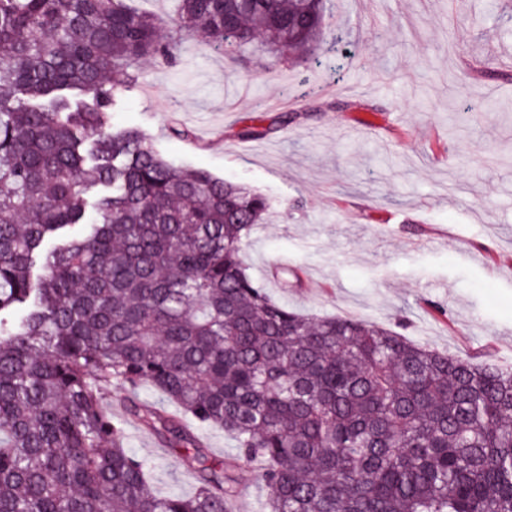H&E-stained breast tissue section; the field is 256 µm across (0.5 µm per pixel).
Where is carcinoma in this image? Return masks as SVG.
Here are the masks:
<instances>
[{"instance_id":"1","label":"carcinoma","mask_w":512,"mask_h":512,"mask_svg":"<svg viewBox=\"0 0 512 512\" xmlns=\"http://www.w3.org/2000/svg\"><path fill=\"white\" fill-rule=\"evenodd\" d=\"M324 9L0 0V512H233L252 462L266 512H512V368L288 309L241 260L269 200L111 122L138 64L172 55L170 28L304 56ZM114 381L194 495L158 494L124 448ZM145 385L165 402L141 403ZM195 432L207 443L216 457H227L237 452L235 442L222 431L201 425H193Z\"/></svg>"}]
</instances>
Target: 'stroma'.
Listing matches in <instances>:
<instances>
[{
  "instance_id": "35a3bbf8",
  "label": "stroma",
  "mask_w": 512,
  "mask_h": 512,
  "mask_svg": "<svg viewBox=\"0 0 512 512\" xmlns=\"http://www.w3.org/2000/svg\"><path fill=\"white\" fill-rule=\"evenodd\" d=\"M269 62L182 39L174 59L139 64L113 121L271 199L241 257L274 300L512 366L506 0H327L314 55ZM255 116L267 135L239 138ZM125 447L158 491L194 493L154 435L128 427Z\"/></svg>"
}]
</instances>
